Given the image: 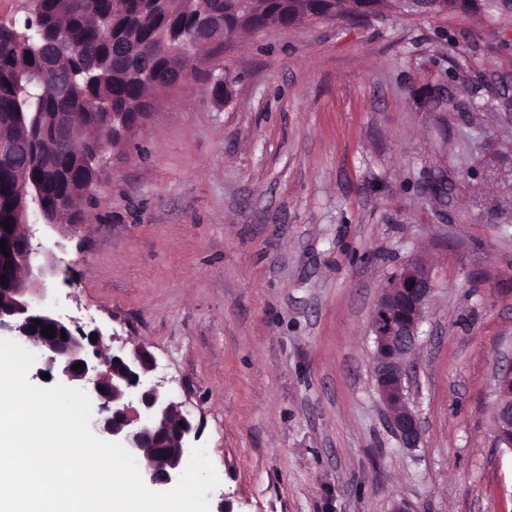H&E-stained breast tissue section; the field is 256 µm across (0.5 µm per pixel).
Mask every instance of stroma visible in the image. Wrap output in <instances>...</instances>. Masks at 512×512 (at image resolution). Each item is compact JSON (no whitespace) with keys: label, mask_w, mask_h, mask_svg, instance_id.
<instances>
[{"label":"stroma","mask_w":512,"mask_h":512,"mask_svg":"<svg viewBox=\"0 0 512 512\" xmlns=\"http://www.w3.org/2000/svg\"><path fill=\"white\" fill-rule=\"evenodd\" d=\"M79 210L28 214L63 271L50 301L113 351L148 346L202 426L210 512H512L491 420L512 366V15L318 20L204 53ZM416 257L436 290L406 448L370 322Z\"/></svg>","instance_id":"1"}]
</instances>
